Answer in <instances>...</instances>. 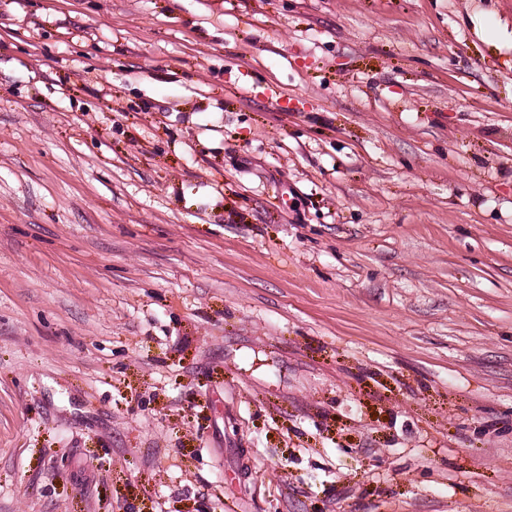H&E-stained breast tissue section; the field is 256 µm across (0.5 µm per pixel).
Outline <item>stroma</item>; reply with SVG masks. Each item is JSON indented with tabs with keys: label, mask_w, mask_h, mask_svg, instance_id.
Returning <instances> with one entry per match:
<instances>
[{
	"label": "stroma",
	"mask_w": 512,
	"mask_h": 512,
	"mask_svg": "<svg viewBox=\"0 0 512 512\" xmlns=\"http://www.w3.org/2000/svg\"><path fill=\"white\" fill-rule=\"evenodd\" d=\"M0 512H512V0H0Z\"/></svg>",
	"instance_id": "obj_1"
}]
</instances>
